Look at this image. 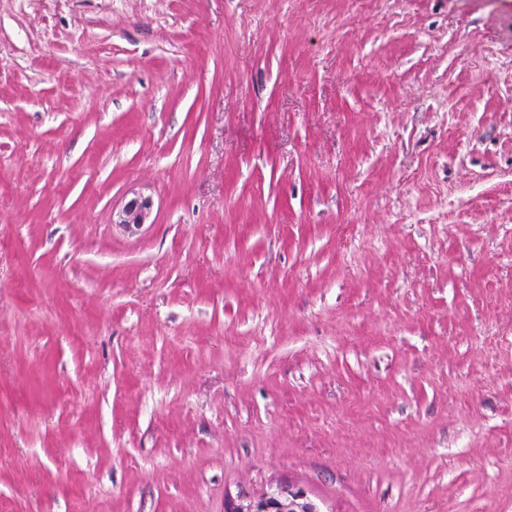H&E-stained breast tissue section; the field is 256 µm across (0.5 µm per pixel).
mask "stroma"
I'll return each mask as SVG.
<instances>
[{"mask_svg": "<svg viewBox=\"0 0 512 512\" xmlns=\"http://www.w3.org/2000/svg\"><path fill=\"white\" fill-rule=\"evenodd\" d=\"M279 485L512 512V0H0V512ZM152 207L153 203L149 197H133L118 212H113L112 223L129 233H134L146 224Z\"/></svg>", "mask_w": 512, "mask_h": 512, "instance_id": "1", "label": "stroma"}]
</instances>
